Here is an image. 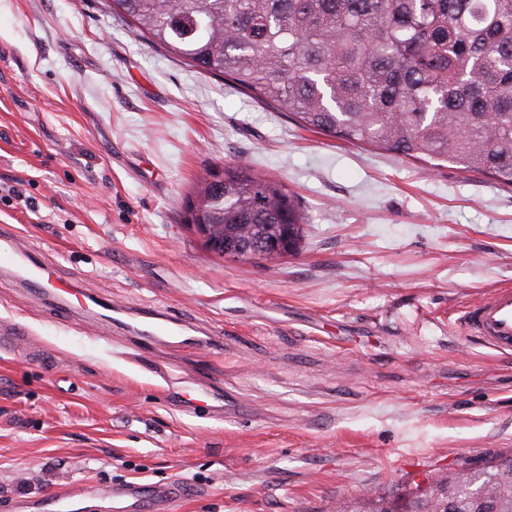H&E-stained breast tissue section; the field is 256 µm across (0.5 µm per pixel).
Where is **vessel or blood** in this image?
Listing matches in <instances>:
<instances>
[{
    "mask_svg": "<svg viewBox=\"0 0 512 512\" xmlns=\"http://www.w3.org/2000/svg\"><path fill=\"white\" fill-rule=\"evenodd\" d=\"M0 268L28 270L30 282L38 286L51 284L53 279L50 269L10 247L0 248ZM456 326L461 334L476 337L486 345L512 350V288L496 289L477 304L466 306L457 317ZM134 328L144 336H168L177 325L157 314H140ZM97 491L94 485L70 484L63 491L39 500L16 501L13 508L15 512H83L87 498ZM189 493V488L178 482L124 483L113 485L109 498L112 512H166L176 499Z\"/></svg>",
    "mask_w": 512,
    "mask_h": 512,
    "instance_id": "b4317fda",
    "label": "vessel or blood"
}]
</instances>
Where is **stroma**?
<instances>
[{
    "label": "stroma",
    "mask_w": 512,
    "mask_h": 512,
    "mask_svg": "<svg viewBox=\"0 0 512 512\" xmlns=\"http://www.w3.org/2000/svg\"><path fill=\"white\" fill-rule=\"evenodd\" d=\"M281 181L301 250L233 259L183 221L219 162ZM0 512L64 483L181 481L169 512H334L512 452V352L459 310L512 286V187L299 127L103 0H0ZM185 324L146 339L103 308ZM0 268L13 270L15 268L29 270L28 280L38 286L42 284L56 288L53 271L47 267L34 263L27 255L18 253L12 247L0 248Z\"/></svg>",
    "instance_id": "stroma-1"
}]
</instances>
